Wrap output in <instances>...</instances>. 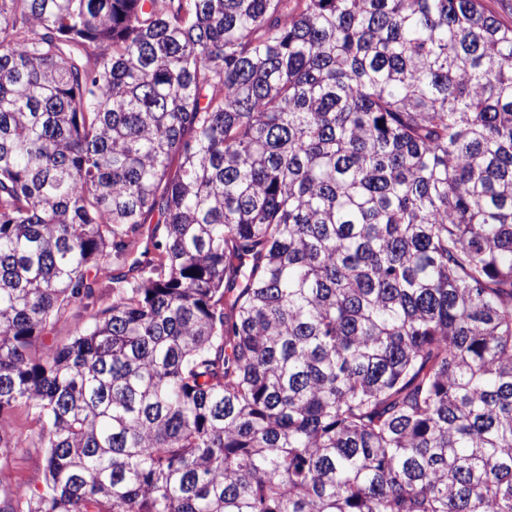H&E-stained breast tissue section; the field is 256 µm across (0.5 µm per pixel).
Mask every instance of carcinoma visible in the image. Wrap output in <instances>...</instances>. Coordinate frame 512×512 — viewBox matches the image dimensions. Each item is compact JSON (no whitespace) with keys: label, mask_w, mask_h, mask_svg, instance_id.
I'll list each match as a JSON object with an SVG mask.
<instances>
[{"label":"carcinoma","mask_w":512,"mask_h":512,"mask_svg":"<svg viewBox=\"0 0 512 512\" xmlns=\"http://www.w3.org/2000/svg\"><path fill=\"white\" fill-rule=\"evenodd\" d=\"M18 405L0 512H512V25L0 0ZM5 424L10 430L22 433L30 439H36L39 425L33 419V415L24 406L16 407L3 415ZM42 448H16L0 467V489L7 491L17 485L34 491L41 486Z\"/></svg>","instance_id":"1"}]
</instances>
